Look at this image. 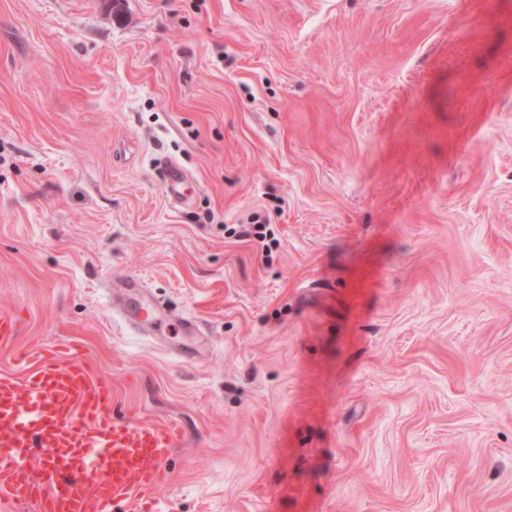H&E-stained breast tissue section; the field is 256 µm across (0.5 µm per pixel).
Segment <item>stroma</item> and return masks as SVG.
Returning <instances> with one entry per match:
<instances>
[{
	"label": "stroma",
	"mask_w": 512,
	"mask_h": 512,
	"mask_svg": "<svg viewBox=\"0 0 512 512\" xmlns=\"http://www.w3.org/2000/svg\"><path fill=\"white\" fill-rule=\"evenodd\" d=\"M0 313L181 428L162 512H512V0H0ZM112 300L125 313L127 319L149 335L166 337L170 323L163 305L153 298L135 279L117 283Z\"/></svg>",
	"instance_id": "35a3bbf8"
}]
</instances>
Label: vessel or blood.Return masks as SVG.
Returning a JSON list of instances; mask_svg holds the SVG:
<instances>
[{
    "instance_id": "obj_1",
    "label": "vessel or blood",
    "mask_w": 512,
    "mask_h": 512,
    "mask_svg": "<svg viewBox=\"0 0 512 512\" xmlns=\"http://www.w3.org/2000/svg\"><path fill=\"white\" fill-rule=\"evenodd\" d=\"M112 300L149 335L198 336L199 321L171 326L163 305L135 279ZM78 348L40 354L22 380L0 377V495L38 501L42 512H156L152 496L181 436L174 424L112 414V386L77 365ZM48 457L33 464V449Z\"/></svg>"
}]
</instances>
